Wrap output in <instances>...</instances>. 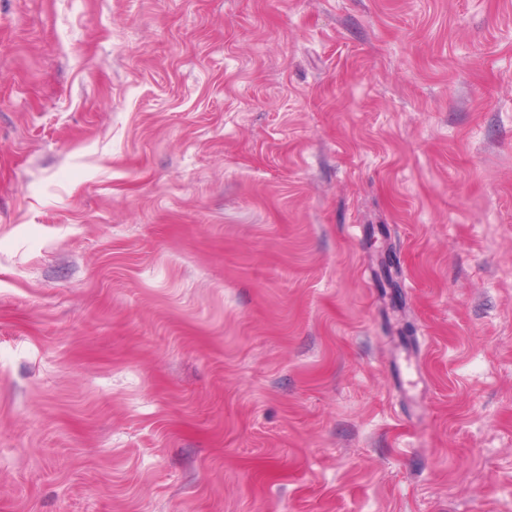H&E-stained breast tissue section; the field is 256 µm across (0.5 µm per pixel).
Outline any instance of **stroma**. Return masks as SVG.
I'll list each match as a JSON object with an SVG mask.
<instances>
[{
	"label": "stroma",
	"mask_w": 512,
	"mask_h": 512,
	"mask_svg": "<svg viewBox=\"0 0 512 512\" xmlns=\"http://www.w3.org/2000/svg\"><path fill=\"white\" fill-rule=\"evenodd\" d=\"M0 512H512V0H0Z\"/></svg>",
	"instance_id": "obj_1"
}]
</instances>
